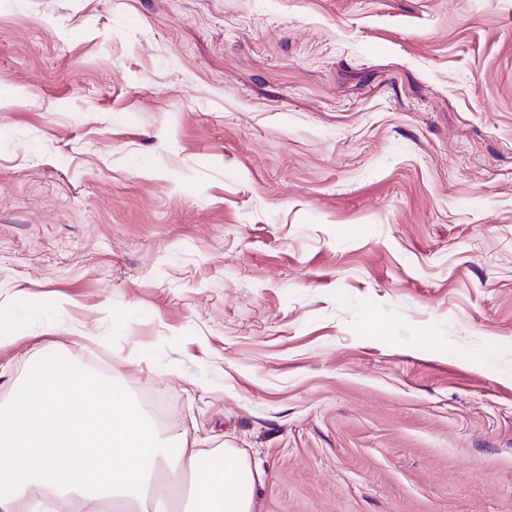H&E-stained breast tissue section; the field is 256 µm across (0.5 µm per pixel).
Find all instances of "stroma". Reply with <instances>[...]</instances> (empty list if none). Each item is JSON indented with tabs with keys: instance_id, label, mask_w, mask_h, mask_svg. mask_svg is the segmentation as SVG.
Wrapping results in <instances>:
<instances>
[{
	"instance_id": "1",
	"label": "stroma",
	"mask_w": 512,
	"mask_h": 512,
	"mask_svg": "<svg viewBox=\"0 0 512 512\" xmlns=\"http://www.w3.org/2000/svg\"><path fill=\"white\" fill-rule=\"evenodd\" d=\"M47 354L257 512H512V0H0V407Z\"/></svg>"
}]
</instances>
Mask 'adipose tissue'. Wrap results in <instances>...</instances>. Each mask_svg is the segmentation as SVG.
Wrapping results in <instances>:
<instances>
[{
    "mask_svg": "<svg viewBox=\"0 0 512 512\" xmlns=\"http://www.w3.org/2000/svg\"><path fill=\"white\" fill-rule=\"evenodd\" d=\"M190 477L186 512H255L260 473L237 449L202 456L165 441L119 383L46 357L0 410V512L54 489L79 512H170L164 490Z\"/></svg>",
    "mask_w": 512,
    "mask_h": 512,
    "instance_id": "1",
    "label": "adipose tissue"
}]
</instances>
